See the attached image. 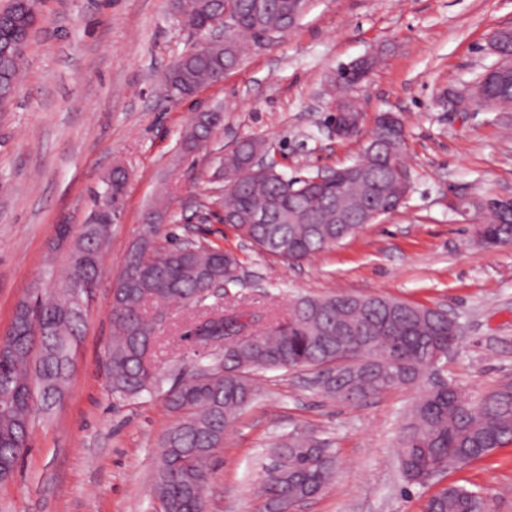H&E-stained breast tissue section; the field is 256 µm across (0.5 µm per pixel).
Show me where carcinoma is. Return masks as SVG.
<instances>
[{"instance_id": "cac0c4a2", "label": "carcinoma", "mask_w": 512, "mask_h": 512, "mask_svg": "<svg viewBox=\"0 0 512 512\" xmlns=\"http://www.w3.org/2000/svg\"><path fill=\"white\" fill-rule=\"evenodd\" d=\"M292 0H176L183 24L207 32L234 16L224 41L199 46L170 71L172 94L194 96L237 62L243 40H258L264 32L288 31ZM31 24L22 2L10 0L0 9V109L10 104L20 77L22 50ZM484 94L476 107L512 105V75L493 83L480 78ZM349 80L338 84L342 111L348 113L346 133L357 136L364 121L362 107L346 99ZM218 110L197 113L184 141L193 151L207 142L221 124ZM406 137L394 136L382 150L364 153L363 165L372 181L363 185L341 173L318 189L301 194L305 181L281 172L256 177L247 170L261 143L248 139L227 154L215 178L236 177L224 195L225 220L240 237L267 255L301 261L354 236L360 224H336L333 209L355 214L369 198L396 200L399 176L395 160H403ZM127 172L118 165L95 196L89 224H62L57 235L71 240L67 263L59 275L63 295L57 300L36 295L17 307L10 329L0 336V481L8 479L26 447L34 399L50 409L59 403L71 376L87 309L75 300L74 288L89 300L98 287L101 259L112 234V203L122 200ZM267 209L270 224H251L248 215ZM149 217V241L134 243L124 258L112 288V343L107 351L112 393L134 398L159 389L148 358L157 340L151 308L164 313L173 302L201 306L211 288L237 280V256L220 247L195 241L188 251L181 242H160ZM491 243L512 242V216L487 213L482 227ZM190 332L199 344L220 340L224 349L212 363L215 376L189 378L166 392L169 407L180 415L159 443L153 492L162 512H205L207 462L224 444L230 422L253 400V375L260 372L309 369L314 384L328 397L356 404L392 388L420 387L401 438L398 467L405 482L423 485L461 460L482 458L512 444V384L474 400L463 397L448 377H433L453 344L448 317L442 310L394 298L368 299L347 294L301 296L288 317L257 328L252 314L236 309L203 310ZM380 347L393 353L391 366L367 362ZM280 469L266 472L260 485L264 512H281L284 504L318 496L336 473L335 455L324 441L295 432L277 444ZM425 512H486L485 498L474 489L450 485L431 497Z\"/></svg>"}]
</instances>
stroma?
<instances>
[{"mask_svg": "<svg viewBox=\"0 0 512 512\" xmlns=\"http://www.w3.org/2000/svg\"><path fill=\"white\" fill-rule=\"evenodd\" d=\"M40 22L24 52L11 106L0 112V334L19 301L60 296L45 276L60 265L59 225L90 221L94 195L117 164L129 172L121 223L102 261L77 365L60 403L35 412L12 480L0 483V512H157V446L178 420L165 392L215 360L182 333L199 312L172 305L152 349L158 391L128 399L106 374L112 285L148 212L165 201L160 236L219 245L241 261L224 305L267 325L299 296H391L447 310L462 337L443 366L470 398L512 381V243L484 248L448 191L512 194V112H458L449 89L473 82L496 57L491 42L512 29V0H310L283 35L244 49L223 81L192 98L169 97L165 71L195 47L173 0H38ZM374 57L355 95L363 133L337 139L327 106L338 69ZM218 109L207 144L184 153L196 112ZM381 112L397 113L407 139L412 190L396 212L299 262L263 253L224 222L212 174L246 138L272 144L278 171L308 177L356 161ZM300 370L265 372L256 397L229 425L209 462L207 512H260L254 494L272 447L302 431L336 453V480L302 512H424L457 484L482 492L491 512H512V445L406 486L398 449L413 389L357 405L326 397Z\"/></svg>", "mask_w": 512, "mask_h": 512, "instance_id": "1", "label": "stroma"}]
</instances>
